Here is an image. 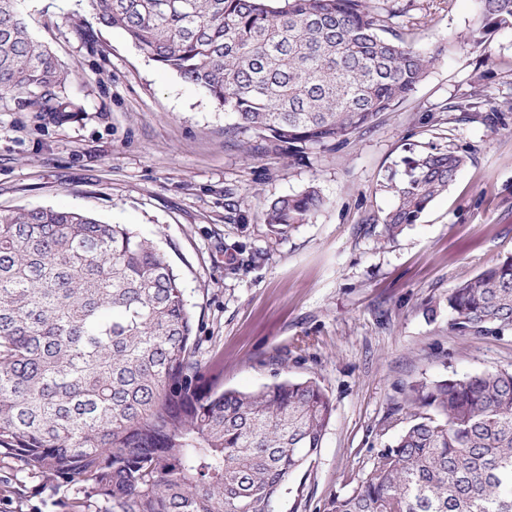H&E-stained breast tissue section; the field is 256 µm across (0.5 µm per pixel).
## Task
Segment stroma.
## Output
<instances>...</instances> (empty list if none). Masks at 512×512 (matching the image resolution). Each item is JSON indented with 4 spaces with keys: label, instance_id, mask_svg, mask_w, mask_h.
<instances>
[{
    "label": "stroma",
    "instance_id": "1",
    "mask_svg": "<svg viewBox=\"0 0 512 512\" xmlns=\"http://www.w3.org/2000/svg\"><path fill=\"white\" fill-rule=\"evenodd\" d=\"M407 39L433 56L393 111L332 150L294 161L225 133L224 109L101 24L90 0H20L66 75L57 109L0 98V213L74 209L148 237L185 288L199 356L224 388L314 380L333 405L312 463L275 512H328L407 424L412 386L512 368V334L461 336L448 292L512 255V112L489 127L446 106L484 73L489 101H512V30L467 46L477 0H394ZM467 157L418 223L389 238L383 220L405 158L436 148ZM317 187L309 223L269 232L266 203ZM261 253L240 265L241 251ZM64 489L0 486V512H56Z\"/></svg>",
    "mask_w": 512,
    "mask_h": 512
}]
</instances>
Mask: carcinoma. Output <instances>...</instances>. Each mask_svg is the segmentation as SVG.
I'll return each instance as SVG.
<instances>
[{"instance_id":"carcinoma-1","label":"carcinoma","mask_w":512,"mask_h":512,"mask_svg":"<svg viewBox=\"0 0 512 512\" xmlns=\"http://www.w3.org/2000/svg\"><path fill=\"white\" fill-rule=\"evenodd\" d=\"M101 22L198 87L282 154L334 149L391 112L431 58L401 12L373 0H92ZM473 43L512 30V0H478ZM66 76L0 0V97H47ZM480 77L446 107L504 124ZM466 156L404 160L384 219L394 238L455 180ZM325 201L313 186L264 208L276 234ZM461 336L512 332V257L448 293ZM179 277L125 224L69 209L0 214V482L66 488L63 512H274L317 455L333 405L313 380L224 390L197 357ZM419 408L330 512H512V370L413 389Z\"/></svg>"}]
</instances>
